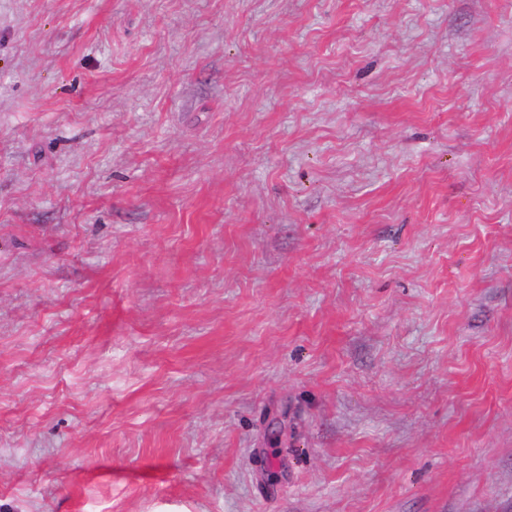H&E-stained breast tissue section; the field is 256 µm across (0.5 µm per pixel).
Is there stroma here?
Instances as JSON below:
<instances>
[{
    "mask_svg": "<svg viewBox=\"0 0 512 512\" xmlns=\"http://www.w3.org/2000/svg\"><path fill=\"white\" fill-rule=\"evenodd\" d=\"M0 512H512V0H0Z\"/></svg>",
    "mask_w": 512,
    "mask_h": 512,
    "instance_id": "stroma-1",
    "label": "stroma"
}]
</instances>
